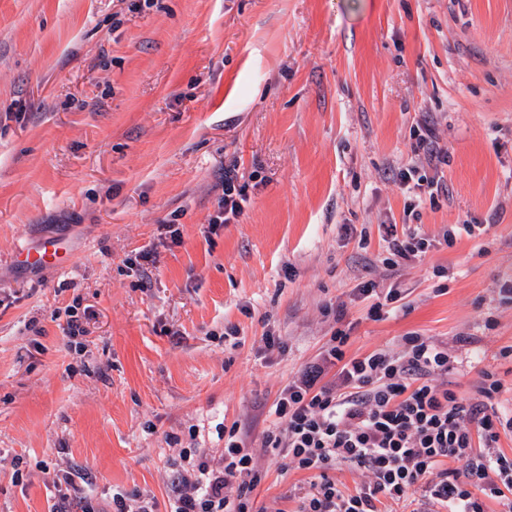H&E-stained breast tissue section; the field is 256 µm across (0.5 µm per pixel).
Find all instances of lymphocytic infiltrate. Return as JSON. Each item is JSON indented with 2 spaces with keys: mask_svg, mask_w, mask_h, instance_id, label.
Listing matches in <instances>:
<instances>
[{
  "mask_svg": "<svg viewBox=\"0 0 512 512\" xmlns=\"http://www.w3.org/2000/svg\"><path fill=\"white\" fill-rule=\"evenodd\" d=\"M430 247L419 231L388 229L383 263L397 267ZM346 342V333L334 332L282 391L260 448L233 426L224 431L220 459L199 451L177 469L171 512H253L261 452L310 474L296 512H383L407 501L411 512H485L488 498L512 512V456L499 449L502 437H512V416L492 405L504 388L497 374L482 371L471 402L431 383V375L447 373L450 357L428 338L405 337L397 357L350 358ZM451 460L458 469H448ZM345 464L365 468L369 481L343 490L329 472Z\"/></svg>",
  "mask_w": 512,
  "mask_h": 512,
  "instance_id": "1",
  "label": "lymphocytic infiltrate"
}]
</instances>
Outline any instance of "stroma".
Here are the masks:
<instances>
[{
	"label": "stroma",
	"instance_id": "1",
	"mask_svg": "<svg viewBox=\"0 0 512 512\" xmlns=\"http://www.w3.org/2000/svg\"><path fill=\"white\" fill-rule=\"evenodd\" d=\"M229 168L248 202L216 226ZM393 224L432 248L388 268ZM50 239L66 265H17ZM510 276L512 0H0V512H60L63 474L167 512L182 453L260 439L338 329L350 357L445 345L434 384L494 371L512 411ZM366 281L402 309L371 319ZM257 467L258 512H295L309 474Z\"/></svg>",
	"mask_w": 512,
	"mask_h": 512
}]
</instances>
